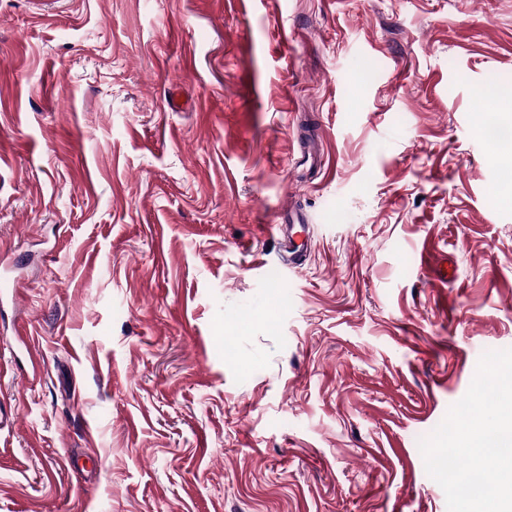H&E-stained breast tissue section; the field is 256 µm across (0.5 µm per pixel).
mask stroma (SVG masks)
Listing matches in <instances>:
<instances>
[{"label": "stroma", "mask_w": 512, "mask_h": 512, "mask_svg": "<svg viewBox=\"0 0 512 512\" xmlns=\"http://www.w3.org/2000/svg\"><path fill=\"white\" fill-rule=\"evenodd\" d=\"M494 85L512 0H0V512H447L418 441L512 348ZM283 259L288 265L300 266L312 252L314 242L309 233V221L298 210L290 209L280 224H276Z\"/></svg>", "instance_id": "1"}]
</instances>
